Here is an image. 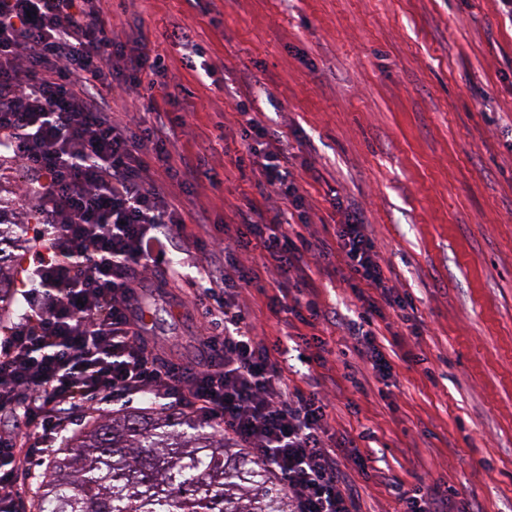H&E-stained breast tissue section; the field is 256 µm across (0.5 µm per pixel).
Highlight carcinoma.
Here are the masks:
<instances>
[{
    "label": "carcinoma",
    "mask_w": 512,
    "mask_h": 512,
    "mask_svg": "<svg viewBox=\"0 0 512 512\" xmlns=\"http://www.w3.org/2000/svg\"><path fill=\"white\" fill-rule=\"evenodd\" d=\"M31 222L0 196V317ZM37 512H294L281 481L230 435L180 409L102 415L70 437Z\"/></svg>",
    "instance_id": "1"
}]
</instances>
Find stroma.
I'll return each instance as SVG.
<instances>
[{
    "label": "stroma",
    "instance_id": "1",
    "mask_svg": "<svg viewBox=\"0 0 512 512\" xmlns=\"http://www.w3.org/2000/svg\"><path fill=\"white\" fill-rule=\"evenodd\" d=\"M115 40L145 37L169 68L167 92L115 93L114 111L145 120L191 105L181 155H204L188 185L152 175L169 201L209 211L172 251L179 280L149 269V340L190 362L205 321L188 279L204 263L193 237L211 240L236 208L276 209L263 194L237 124L236 105L260 92V118L284 132L307 198L311 240L332 239L343 199L363 212L388 284L410 297L412 335L392 309L374 318L394 352L396 386L380 384L344 327L363 303L348 272L313 273L325 313L314 328L316 363L297 384L327 406L332 442L356 440L371 478L354 474L359 512H393L389 484L440 491L449 512H512V23L498 0H106ZM193 42L172 41L171 21ZM249 70L245 89L240 70ZM275 287L243 288L256 332L286 327L270 309ZM144 395L95 397L61 423L53 446L93 418L147 407Z\"/></svg>",
    "mask_w": 512,
    "mask_h": 512
}]
</instances>
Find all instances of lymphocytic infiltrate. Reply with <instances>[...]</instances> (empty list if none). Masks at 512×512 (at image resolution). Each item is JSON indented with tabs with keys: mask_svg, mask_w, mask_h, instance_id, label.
Returning a JSON list of instances; mask_svg holds the SVG:
<instances>
[{
	"mask_svg": "<svg viewBox=\"0 0 512 512\" xmlns=\"http://www.w3.org/2000/svg\"><path fill=\"white\" fill-rule=\"evenodd\" d=\"M168 71L147 42L114 40L102 0H0V148L27 173L21 203L38 217L27 311L10 328L0 361V411L20 413L40 451L67 411L93 393H147L189 406L215 430L232 434L281 479L296 512H356L341 459L367 470L358 449L336 453L324 441L323 400L295 384L286 349L259 338L240 302L260 274L240 266V251L261 249L265 273L279 289L277 313L315 327L317 300L287 289L305 257L316 268L344 263L354 281L375 291L367 312L405 311L390 288L362 215L347 212L334 243L283 230L279 214L237 209L235 235L211 252L199 299L223 322L220 336L197 339V361L160 359L145 336L138 303L143 270L173 268L166 243L204 224L207 211L171 208L152 178L154 164L179 177L177 125L123 120L110 110L113 89L166 90ZM241 138L258 160L271 193L304 215L306 199L288 167V138L272 135L238 103Z\"/></svg>",
	"mask_w": 512,
	"mask_h": 512,
	"instance_id": "f902f5d3",
	"label": "lymphocytic infiltrate"
}]
</instances>
